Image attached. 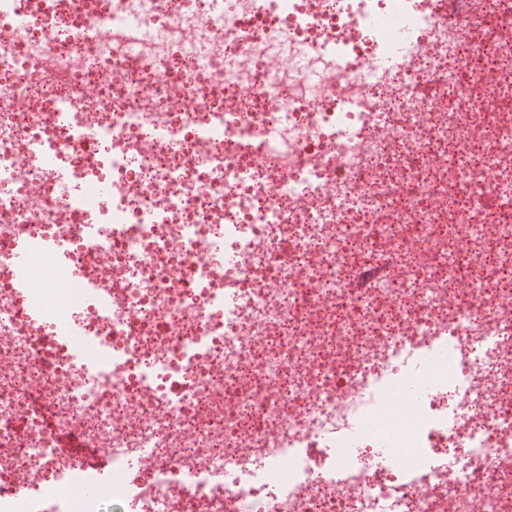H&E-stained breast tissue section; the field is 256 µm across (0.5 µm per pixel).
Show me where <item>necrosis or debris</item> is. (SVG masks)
<instances>
[{"mask_svg": "<svg viewBox=\"0 0 512 512\" xmlns=\"http://www.w3.org/2000/svg\"><path fill=\"white\" fill-rule=\"evenodd\" d=\"M0 512H512V0H0Z\"/></svg>", "mask_w": 512, "mask_h": 512, "instance_id": "necrosis-or-debris-1", "label": "necrosis or debris"}]
</instances>
